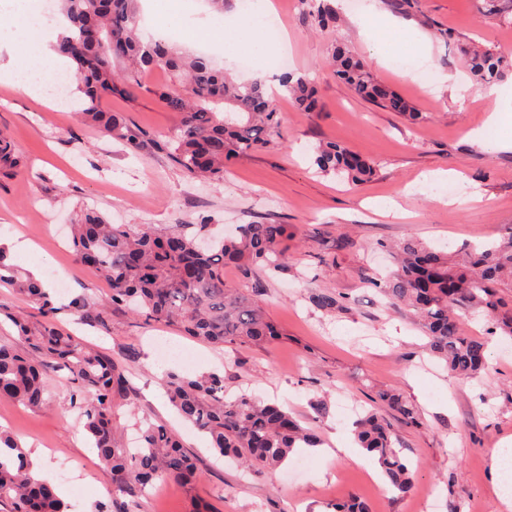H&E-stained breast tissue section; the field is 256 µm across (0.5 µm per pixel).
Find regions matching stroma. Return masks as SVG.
Instances as JSON below:
<instances>
[{
  "label": "stroma",
  "instance_id": "obj_1",
  "mask_svg": "<svg viewBox=\"0 0 512 512\" xmlns=\"http://www.w3.org/2000/svg\"><path fill=\"white\" fill-rule=\"evenodd\" d=\"M291 49L288 69L314 80L319 107L299 110L276 96L281 125L266 148L234 160L223 180L207 181L175 162L168 148L178 117L149 92L110 97L106 109L123 113L131 139H117L84 124L66 92L32 96L0 83V132L19 157L18 169L0 174V237L21 234L10 247L19 270L38 272L53 288L60 328L99 347L122 363L131 384L116 418L129 442L136 420L180 436L201 476L191 484L155 482L140 496L137 512H194L208 501L214 512H328L357 498L371 512H503L490 490L488 452L512 440V338H489V368L462 381L432 357L409 312L389 305L369 285L373 271L387 270L388 245L414 238L453 252L500 240L512 230V151L485 152L468 139L489 114L484 86L471 82L458 101L451 75H467L461 49L476 42L512 57V25L487 19L482 0H376L378 9L424 34L431 46L433 81L403 80L371 63L350 13L337 10L334 26L317 30L299 0H275ZM370 63L384 84L425 112L415 123L357 97L326 67L330 38ZM323 141L344 144L374 160L375 173L358 184L320 173L314 149ZM460 174L454 201H438L421 187L422 174ZM395 200L404 212L377 213L373 199ZM92 209L113 224H175L208 221L214 232L239 224H283L288 265L224 269L227 287L239 289L277 324L281 335L268 344L197 342L174 326L162 327L127 308L111 310L109 331L75 324L65 306L76 298H102L104 279L79 264L69 226ZM324 289L341 296L343 309L318 310L310 297ZM173 371L192 378L224 376V390L283 405L321 440L319 453L297 452L275 470H244L224 460L208 438L184 423L158 384ZM66 371L51 374L52 406L31 409L0 398V429L22 446L41 451V474L63 487L69 512H99L120 493L102 470L82 421L66 399ZM398 390L415 405L420 426H407L379 402ZM372 409L389 420L414 472L404 497L389 492L376 459L355 463L326 456V449L353 444V424Z\"/></svg>",
  "mask_w": 512,
  "mask_h": 512
}]
</instances>
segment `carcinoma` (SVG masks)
Segmentation results:
<instances>
[{"label": "carcinoma", "instance_id": "1", "mask_svg": "<svg viewBox=\"0 0 512 512\" xmlns=\"http://www.w3.org/2000/svg\"><path fill=\"white\" fill-rule=\"evenodd\" d=\"M60 12L70 27L58 43L59 53L75 65L74 77L83 94L81 118L123 138L126 123L118 113L106 112V96L131 97L142 88L145 73L165 70L169 81L156 91L171 112L180 115L169 141L175 161L192 173L224 180V168L237 157L267 143L279 133V112L264 84L239 81L213 66L209 57L182 50L164 38H145L138 30L137 0H59ZM315 23L336 20L329 0H302ZM485 12L512 23V0H485ZM329 59L338 77L356 95L409 120L423 119L409 101L377 81L364 61L344 43H330ZM478 82L498 81L512 68L507 57L487 48L476 49L467 59ZM285 95L300 109L313 112L318 105L315 89L303 78L279 76ZM19 164L12 143L0 136V171L9 174ZM315 164L358 183L375 172V163L345 146L326 142L315 147ZM157 229L110 224L95 212L82 214L74 225L72 246L79 263L94 268L109 283L100 300L75 299L70 312L80 324L109 329L108 311L135 303L131 311L157 324H176L200 342L266 344L281 336L277 325L251 299L224 284V266L263 264L273 271L286 267L283 224H242L236 233L204 245L209 225ZM0 247V288H11L38 306L41 324L13 316L19 337L26 344L22 355L11 342L0 341V397L40 409L52 395L48 370H67L73 386L67 392L71 407L85 419V428L106 473L130 502H115L100 512H134L133 503L154 479L168 476L180 482L197 477L193 460L180 440L161 426L141 430L139 449L125 446L116 422L119 401L128 399L129 382L122 367L104 352L86 346L56 325L60 308L42 283L20 274L6 263ZM390 301L414 311L430 352L461 379H476L486 369L488 338L473 334L465 314L483 312L493 320L492 333L512 336V234L498 243L473 247L454 259L447 253L406 241L399 247L398 269L386 280L376 279ZM312 302L326 312L342 307L326 291ZM159 384L179 415L207 434L221 454L249 468L275 469L302 446H317L287 411L246 394L234 398L224 393V377L207 373L187 379L176 373L163 375ZM380 401L405 423L418 425V410L398 392L378 394ZM359 447L376 458L388 489L404 497L414 476L397 447L390 423L373 412L356 423ZM0 501L13 512H68L57 485L36 478L26 452L10 433L0 430Z\"/></svg>", "mask_w": 512, "mask_h": 512}]
</instances>
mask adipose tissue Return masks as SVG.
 Wrapping results in <instances>:
<instances>
[{"mask_svg":"<svg viewBox=\"0 0 512 512\" xmlns=\"http://www.w3.org/2000/svg\"><path fill=\"white\" fill-rule=\"evenodd\" d=\"M145 9L152 15L157 31L176 27L182 30L186 41L203 38L224 48V58L234 62L243 54L254 60V73L264 77L272 69L273 59L287 51L288 38L271 34L267 18L273 12L271 0H249L246 9L236 14L207 11L201 24L185 26L181 0H169L162 9H155L154 0H144ZM66 20L63 15L35 19L32 0H0V45H6L12 62L0 66V82L13 84L24 92L38 96L51 83L56 71L67 68L69 60L55 50L59 33ZM355 23L364 35L372 58L380 65H389L395 54L404 52L429 58L430 44L419 33L405 32L396 19L368 5ZM488 96L497 103L483 127L471 130L470 139L488 151L512 150V141L491 136L492 128L512 126V108L505 106L506 94L491 88Z\"/></svg>","mask_w":512,"mask_h":512,"instance_id":"adipose-tissue-1","label":"adipose tissue"}]
</instances>
